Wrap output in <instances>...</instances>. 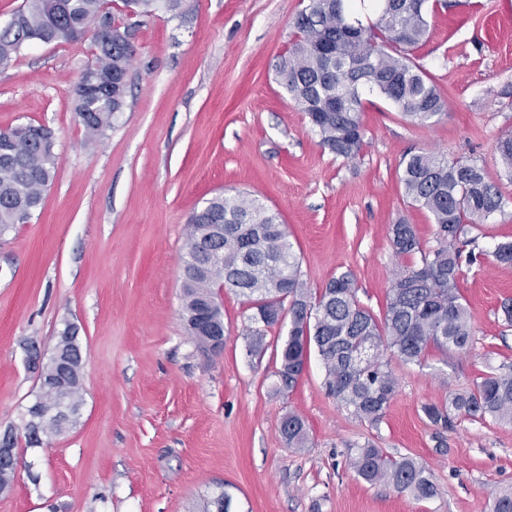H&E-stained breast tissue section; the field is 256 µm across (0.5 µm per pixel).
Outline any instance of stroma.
<instances>
[{"label":"stroma","mask_w":512,"mask_h":512,"mask_svg":"<svg viewBox=\"0 0 512 512\" xmlns=\"http://www.w3.org/2000/svg\"><path fill=\"white\" fill-rule=\"evenodd\" d=\"M303 0H195L176 17L160 8L133 31L136 55L122 112L88 139L73 87L95 58L91 37L26 47L0 68V129L51 127L56 173L32 218L0 238V434H23L39 392L26 345L52 349L64 324L87 354L76 422L40 448L0 491V512H202L227 486L237 512H489L512 487V425L428 421L424 404L512 362V267L493 256L512 237V178L496 151L512 133V0H436L416 54L447 110L422 127L364 94V147L352 159L325 150L277 74ZM481 166L507 204L479 237L485 256L460 292L472 315L467 351L430 350L425 365L392 361L397 391L378 426L330 396L310 354L293 388L278 375L269 331L247 352L245 297L220 293L227 336L210 359L187 335L182 256L191 212L219 192L244 191L277 211L311 290L344 273L381 311L396 269L388 228L414 224L424 246L435 226L403 195L413 151ZM301 416L303 448L288 447L283 417ZM373 442L409 454L435 475L418 501L348 469L349 449Z\"/></svg>","instance_id":"stroma-1"}]
</instances>
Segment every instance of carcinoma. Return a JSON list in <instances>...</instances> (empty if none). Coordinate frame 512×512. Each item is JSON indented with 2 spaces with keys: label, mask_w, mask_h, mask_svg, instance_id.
<instances>
[{
  "label": "carcinoma",
  "mask_w": 512,
  "mask_h": 512,
  "mask_svg": "<svg viewBox=\"0 0 512 512\" xmlns=\"http://www.w3.org/2000/svg\"><path fill=\"white\" fill-rule=\"evenodd\" d=\"M189 0H124L136 16H150L162 5L182 12ZM108 16L106 0H25L10 22L0 26V67L8 66L37 33L48 43L71 41L76 31H95L101 16ZM294 22L296 40L282 58L280 84L321 137V144L338 157L358 155L364 144L361 124L363 92L368 90L412 124L439 122L446 103L432 76L417 61L414 51L429 28V0H309ZM114 73H128L135 56L133 45L114 42L97 47ZM83 69L74 87V112L85 131L98 137L123 111L127 86L111 100L86 96ZM54 133L42 126L22 125L0 130V237L28 222L43 202L55 174ZM496 150L512 174V133L500 138ZM409 203L425 211L437 225L436 244L425 248L415 227L400 220L390 238L398 255L420 254L419 266L394 275L382 313L361 304L353 276L331 279L314 294L300 279V262L279 213L257 198L241 193L217 194L208 199L207 217L190 216L187 224L182 281V316L191 324L206 311L216 326L224 324L219 288L246 297L253 309L247 328L249 350L259 348L267 332L280 325L268 310L277 307L288 317V334L279 352V376L292 386L301 375L310 349L325 369L328 394L355 416L377 425L395 395L397 380L387 354L404 364L423 365L430 349L463 352L474 340L471 313L460 294L463 268L479 264L475 251L481 227L506 201L483 168L473 162L448 161L432 152L404 157L400 175ZM203 224L224 225L222 240L214 244L211 268L195 271ZM496 261L512 265V238L499 241ZM69 362L58 371L59 380L42 384L27 408L25 447L44 444L75 422L82 405L81 372L85 360L77 328L58 332ZM434 425L448 426L451 418L512 424V363L489 368L463 392H452L438 403L422 406ZM290 448L307 440L304 420L290 413L281 423ZM347 465L356 477L383 483L417 500L438 494L432 470L408 454L392 455L366 444L353 448ZM232 497L224 490L211 498L205 512H230ZM489 512H512V488L498 492Z\"/></svg>",
  "instance_id": "1"
}]
</instances>
